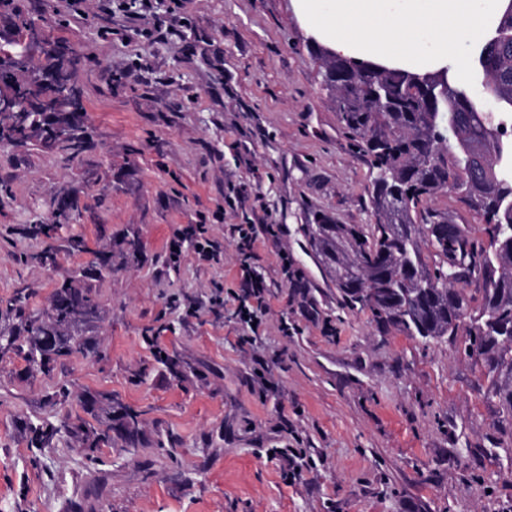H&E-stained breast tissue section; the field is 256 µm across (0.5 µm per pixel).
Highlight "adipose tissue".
<instances>
[{
	"instance_id": "obj_1",
	"label": "adipose tissue",
	"mask_w": 512,
	"mask_h": 512,
	"mask_svg": "<svg viewBox=\"0 0 512 512\" xmlns=\"http://www.w3.org/2000/svg\"><path fill=\"white\" fill-rule=\"evenodd\" d=\"M313 40L378 67L462 75V43L490 30L498 0H294Z\"/></svg>"
}]
</instances>
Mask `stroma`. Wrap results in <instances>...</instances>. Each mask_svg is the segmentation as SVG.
Returning a JSON list of instances; mask_svg holds the SVG:
<instances>
[{
  "mask_svg": "<svg viewBox=\"0 0 512 512\" xmlns=\"http://www.w3.org/2000/svg\"><path fill=\"white\" fill-rule=\"evenodd\" d=\"M14 5L79 50L92 148L67 161L34 141L0 147V308L22 291L26 315H45L56 282L102 246L112 271L93 283V354L46 376L0 360V512H512V428L466 334L381 329L342 306L308 245L314 215L376 218L369 160L340 127L294 0ZM61 195L78 209L49 267L30 229L54 223ZM261 221L281 231L254 243L268 290L252 330L236 314L238 227ZM189 224L219 261L179 239ZM74 235L88 251L70 250ZM61 385L69 398L49 401ZM86 392L115 409L99 463L69 433L33 448L27 423L86 421ZM291 448L310 459L294 480Z\"/></svg>",
  "mask_w": 512,
  "mask_h": 512,
  "instance_id": "obj_1",
  "label": "stroma"
}]
</instances>
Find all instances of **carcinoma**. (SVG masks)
<instances>
[{"label": "carcinoma", "mask_w": 512, "mask_h": 512, "mask_svg": "<svg viewBox=\"0 0 512 512\" xmlns=\"http://www.w3.org/2000/svg\"><path fill=\"white\" fill-rule=\"evenodd\" d=\"M502 2L494 34L477 47L479 79L463 86L450 74L444 83L410 84L407 70L373 69L314 47L341 127L370 157L376 223L366 232L320 215L308 235L346 308L367 309L383 328L426 342L450 339L465 327V352L480 360L488 397L512 418V209L506 207L512 202V138L503 135L512 111V0ZM9 21L17 38L0 43V84L17 111H0V146L35 139L68 159L81 155L90 140L72 81L75 48L43 34L49 50L33 67L18 46L37 30L34 19L14 11ZM61 87L68 91L65 101L44 111V100ZM443 191L484 220L486 239L427 207ZM76 210V199H58L56 223L41 224L35 233L52 238ZM94 256L90 268L58 283L46 316L30 319L21 332L0 333V359L14 355L28 369L48 373L78 350L94 351L77 330L97 309L84 280L112 272V252ZM474 280L482 287L471 293L465 286ZM83 405L103 425L77 427L92 460L98 448L112 444V398L90 394ZM63 428H69L65 420L35 427V447H51Z\"/></svg>", "instance_id": "carcinoma-1"}]
</instances>
